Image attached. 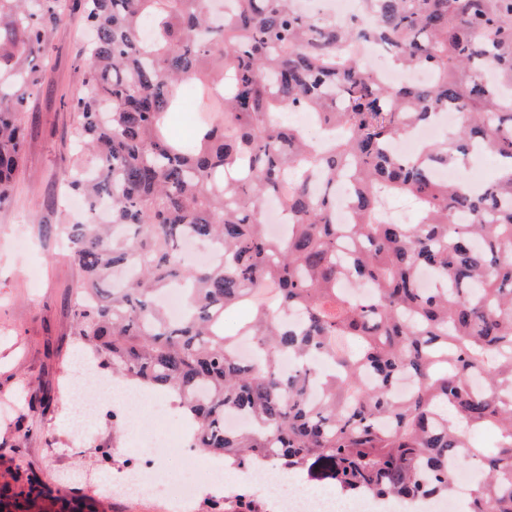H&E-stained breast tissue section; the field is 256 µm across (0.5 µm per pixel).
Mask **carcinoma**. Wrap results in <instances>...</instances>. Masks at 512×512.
<instances>
[{
  "mask_svg": "<svg viewBox=\"0 0 512 512\" xmlns=\"http://www.w3.org/2000/svg\"><path fill=\"white\" fill-rule=\"evenodd\" d=\"M224 2L77 0L91 40L81 159L65 182L107 219L54 225L85 298L72 335L112 374L171 393L232 468L269 461L341 495L413 500L448 495L453 462L484 474L467 512H512V0H361L367 24L315 17L301 0H232L227 13ZM64 18V0H0V207L20 165L19 108L41 79L31 59ZM366 44L435 79L387 84L359 62ZM188 81L224 117L184 141L166 121ZM287 109L314 111L330 140L306 141ZM448 111L459 121L445 141L390 150ZM470 149L502 161L494 181L474 192L434 178ZM341 187L349 224L336 221ZM395 195L417 201L415 223L388 214ZM267 200L288 213L282 239L261 219ZM185 237L223 259L186 262ZM174 286L187 307L176 321L157 302ZM229 307L246 311L235 336ZM293 309L298 326L283 317ZM403 375L414 386L398 400ZM228 410L252 426L225 429ZM473 429L496 445L472 444ZM50 499L27 470L0 487L15 512Z\"/></svg>",
  "mask_w": 512,
  "mask_h": 512,
  "instance_id": "carcinoma-1",
  "label": "carcinoma"
}]
</instances>
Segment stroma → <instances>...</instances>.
<instances>
[{"instance_id":"1","label":"stroma","mask_w":512,"mask_h":512,"mask_svg":"<svg viewBox=\"0 0 512 512\" xmlns=\"http://www.w3.org/2000/svg\"><path fill=\"white\" fill-rule=\"evenodd\" d=\"M86 34L78 11L49 31L37 59L42 79L21 113L26 145L11 202L0 208V397L10 398L33 429L22 438L0 419V485L16 469L40 475L52 494L89 495L96 512H171L160 498L115 495L100 485L98 452L125 444L120 422L102 418L74 437L60 397L62 378L73 376L71 336L78 271L66 249L44 227L69 224L76 212L63 175L74 165L73 103L84 91Z\"/></svg>"}]
</instances>
